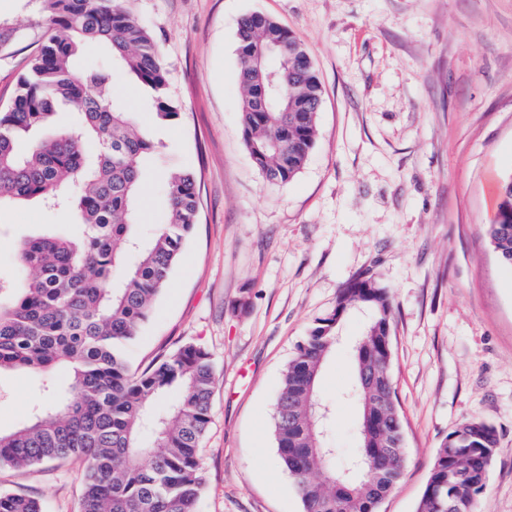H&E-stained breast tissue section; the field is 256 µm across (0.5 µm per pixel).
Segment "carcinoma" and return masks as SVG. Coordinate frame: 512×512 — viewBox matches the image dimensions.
Listing matches in <instances>:
<instances>
[{"mask_svg": "<svg viewBox=\"0 0 512 512\" xmlns=\"http://www.w3.org/2000/svg\"><path fill=\"white\" fill-rule=\"evenodd\" d=\"M47 36L0 110V206L38 199L70 211L69 231L45 233L18 247L20 273L0 277V372L40 378L31 419L0 432V467L28 468L69 458L85 463L81 512H197L205 486L200 443L216 382L210 352L186 343L159 363L130 371L126 349L168 287L197 224L196 176L170 166L163 186L166 221L148 238L137 230L136 199L160 147L134 113L119 106L114 68L136 80L157 125L179 119L167 97V69L151 30L125 0H39ZM0 18V51L18 37ZM91 44L108 60L78 70ZM241 125L246 148L272 183L292 180L317 136L322 86L301 45L262 13L237 29ZM75 127L42 134L56 110ZM499 261L512 266V176L501 180L486 225ZM368 313L354 360L376 371L355 382L359 447L345 463L374 458L359 482L336 483L337 449L322 445L309 410L320 369L336 343L337 317ZM389 291L357 277L317 321L283 373L273 437L280 466L293 479L303 512H378L386 478L399 480L406 451L390 444L404 432L392 378ZM499 450L494 426L465 420L441 440L416 512H476ZM322 470L329 475L321 478ZM0 512H43L39 500L0 491Z\"/></svg>", "mask_w": 512, "mask_h": 512, "instance_id": "carcinoma-1", "label": "carcinoma"}]
</instances>
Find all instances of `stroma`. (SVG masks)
Segmentation results:
<instances>
[{"mask_svg": "<svg viewBox=\"0 0 512 512\" xmlns=\"http://www.w3.org/2000/svg\"><path fill=\"white\" fill-rule=\"evenodd\" d=\"M156 34L181 116L157 134L198 177L200 216L155 315L127 348L140 371L188 342L212 355L198 512H301L272 436L282 373L352 278L393 297L392 376L407 463L380 512H416L441 439L461 421L495 427L500 450L477 512H512V267L485 226L512 173V0H129ZM264 13L305 48L324 88L306 167L266 182L240 124L236 30ZM20 29L0 53V107L41 26L29 0H0ZM161 172L142 187V235L165 218ZM38 200L0 208V273L23 238L70 223ZM367 317L340 322L318 381L326 445L346 460L359 410L347 392ZM39 382L0 374V431L28 419ZM84 465L0 468V490L80 512Z\"/></svg>", "mask_w": 512, "mask_h": 512, "instance_id": "35a3bbf8", "label": "stroma"}]
</instances>
